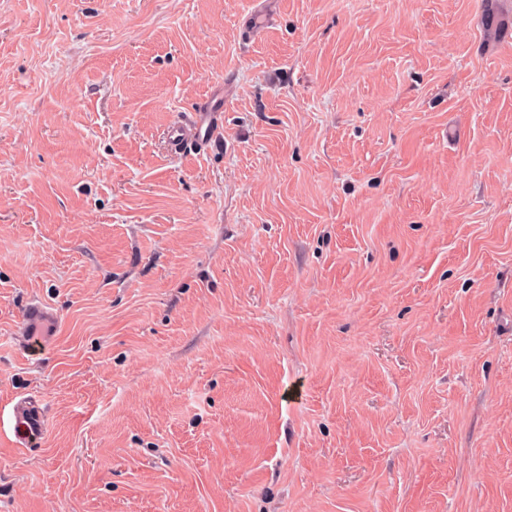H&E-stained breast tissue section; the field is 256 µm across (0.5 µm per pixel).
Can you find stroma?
I'll use <instances>...</instances> for the list:
<instances>
[{"mask_svg":"<svg viewBox=\"0 0 512 512\" xmlns=\"http://www.w3.org/2000/svg\"><path fill=\"white\" fill-rule=\"evenodd\" d=\"M484 5L271 0L252 37L253 0H0V512H512ZM222 112L218 101L208 100L198 111L194 112L188 122L174 124L168 131V138L176 152L208 138ZM58 324V316L49 304L33 300L23 310L22 325L15 332L14 342L20 349H28L34 342L32 336L40 335L41 328L53 329ZM11 429L15 446L28 448L45 430L42 404L29 398L19 399L13 407Z\"/></svg>","mask_w":512,"mask_h":512,"instance_id":"35a3bbf8","label":"stroma"}]
</instances>
